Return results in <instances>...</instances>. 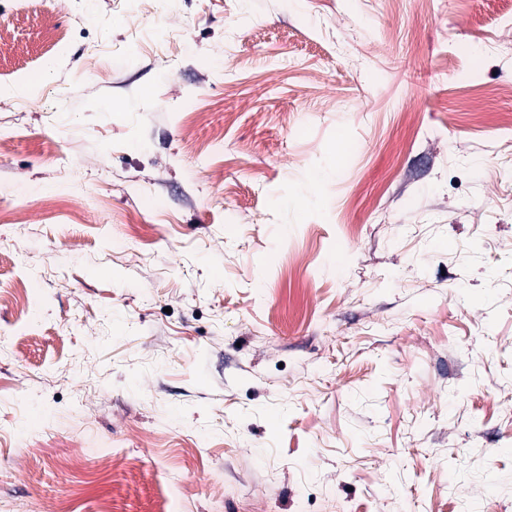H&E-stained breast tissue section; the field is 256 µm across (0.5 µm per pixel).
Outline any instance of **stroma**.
<instances>
[{
  "label": "stroma",
  "mask_w": 512,
  "mask_h": 512,
  "mask_svg": "<svg viewBox=\"0 0 512 512\" xmlns=\"http://www.w3.org/2000/svg\"><path fill=\"white\" fill-rule=\"evenodd\" d=\"M1 23L0 504L512 512L501 0H0Z\"/></svg>",
  "instance_id": "stroma-1"
}]
</instances>
